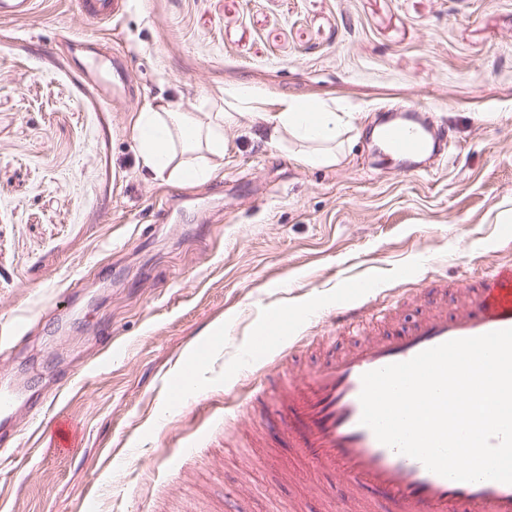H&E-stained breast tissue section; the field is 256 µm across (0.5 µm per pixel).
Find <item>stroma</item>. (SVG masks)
<instances>
[{"mask_svg":"<svg viewBox=\"0 0 512 512\" xmlns=\"http://www.w3.org/2000/svg\"><path fill=\"white\" fill-rule=\"evenodd\" d=\"M86 31L69 0L0 20V512H317L341 476L242 464L262 373L241 354L268 308H335L348 279L379 283L367 313L409 319L410 287L512 260V0H131L99 55L60 42ZM116 52L135 87L106 101ZM229 85L350 105L343 163L240 130L210 182L145 181L134 112ZM383 106L425 107L451 147L373 168ZM61 413L81 430L63 453Z\"/></svg>","mask_w":512,"mask_h":512,"instance_id":"obj_1","label":"stroma"}]
</instances>
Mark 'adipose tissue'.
<instances>
[{
    "instance_id": "1",
    "label": "adipose tissue",
    "mask_w": 512,
    "mask_h": 512,
    "mask_svg": "<svg viewBox=\"0 0 512 512\" xmlns=\"http://www.w3.org/2000/svg\"><path fill=\"white\" fill-rule=\"evenodd\" d=\"M260 126L268 145L287 148L309 168H332L345 158L353 114L333 100L302 96L269 98L229 86L221 102L196 111L157 95L133 116L140 172L151 182L204 184L224 165L229 132Z\"/></svg>"
}]
</instances>
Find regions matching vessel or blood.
Returning a JSON list of instances; mask_svg holds the SVG:
<instances>
[{"mask_svg":"<svg viewBox=\"0 0 512 512\" xmlns=\"http://www.w3.org/2000/svg\"><path fill=\"white\" fill-rule=\"evenodd\" d=\"M40 0H0L1 20H25L39 10ZM93 30H106L126 0H70ZM131 83L121 57L112 59L108 94L126 92ZM380 160L413 162L444 150L447 138L435 134L416 110L392 116L381 130ZM365 278L345 283L332 320L348 330L352 342L344 350L329 349L313 368L280 372L253 392L252 408L278 437L275 453L299 465L343 474L344 493L323 488L322 501L341 500L342 512H512V484L498 481L460 482L425 468L377 440L362 425L363 374L411 359L446 341L512 328V261L498 264L487 275L464 281L434 280L420 291L416 316L395 325L369 318L360 306L373 294ZM315 316L314 310L273 307L265 314L263 335L246 350L250 363L271 355L290 360L297 351L295 332Z\"/></svg>","mask_w":512,"mask_h":512,"instance_id":"obj_1","label":"vessel or blood"}]
</instances>
